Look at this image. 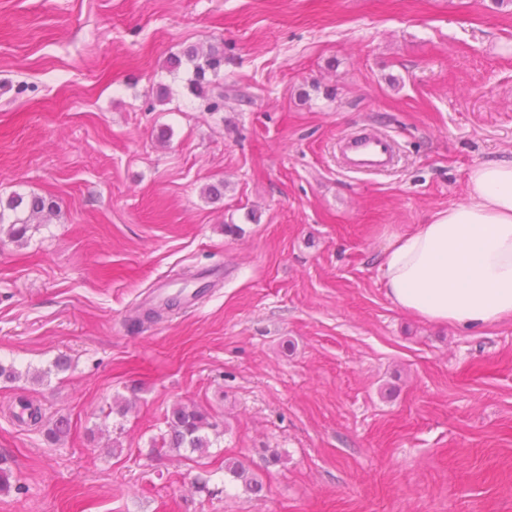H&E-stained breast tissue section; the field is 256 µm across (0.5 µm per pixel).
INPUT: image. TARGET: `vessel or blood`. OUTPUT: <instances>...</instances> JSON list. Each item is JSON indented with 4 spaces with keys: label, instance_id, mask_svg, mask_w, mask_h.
Instances as JSON below:
<instances>
[{
    "label": "vessel or blood",
    "instance_id": "b4317fda",
    "mask_svg": "<svg viewBox=\"0 0 512 512\" xmlns=\"http://www.w3.org/2000/svg\"><path fill=\"white\" fill-rule=\"evenodd\" d=\"M399 150L396 140L385 132L363 131L343 138L336 145V160L354 174H381L395 168Z\"/></svg>",
    "mask_w": 512,
    "mask_h": 512
}]
</instances>
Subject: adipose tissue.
Segmentation results:
<instances>
[{"label":"adipose tissue","instance_id":"1","mask_svg":"<svg viewBox=\"0 0 512 512\" xmlns=\"http://www.w3.org/2000/svg\"><path fill=\"white\" fill-rule=\"evenodd\" d=\"M465 203L392 234L380 267L398 309L467 328L512 319V158L473 167Z\"/></svg>","mask_w":512,"mask_h":512}]
</instances>
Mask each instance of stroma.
Masks as SVG:
<instances>
[{
    "label": "stroma",
    "instance_id": "1",
    "mask_svg": "<svg viewBox=\"0 0 512 512\" xmlns=\"http://www.w3.org/2000/svg\"><path fill=\"white\" fill-rule=\"evenodd\" d=\"M191 44L222 111L166 68ZM366 126L391 173L337 165ZM504 157L512 4L0 0V198L58 204L0 234V512H512V320L403 312L379 272ZM179 403L208 456L156 451ZM186 62L192 66L189 88L200 99L209 112H219L224 108V78L219 75L224 56L209 48H189L184 54Z\"/></svg>",
    "mask_w": 512,
    "mask_h": 512
}]
</instances>
